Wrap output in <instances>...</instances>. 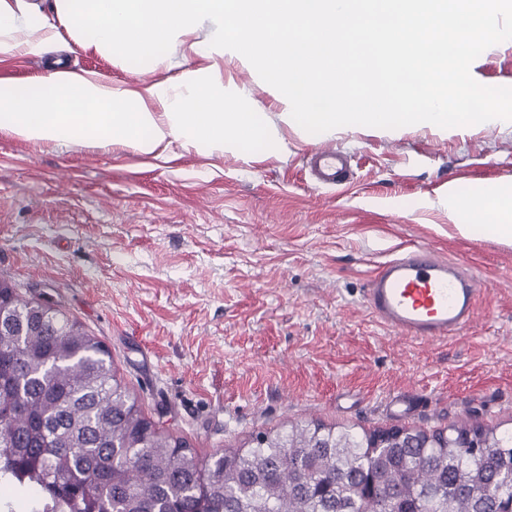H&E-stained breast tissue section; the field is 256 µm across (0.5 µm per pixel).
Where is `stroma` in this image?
Returning a JSON list of instances; mask_svg holds the SVG:
<instances>
[{
    "instance_id": "35a3bbf8",
    "label": "stroma",
    "mask_w": 512,
    "mask_h": 512,
    "mask_svg": "<svg viewBox=\"0 0 512 512\" xmlns=\"http://www.w3.org/2000/svg\"><path fill=\"white\" fill-rule=\"evenodd\" d=\"M209 38L200 26L156 62L68 37L0 61V83H33L58 59L131 89L175 83ZM473 71L512 114V45L477 49ZM215 81L246 89L261 114L259 137L220 157L0 132V282L102 342L144 416L205 460L292 424L511 429L512 246L479 215L461 237L448 189L512 184V124L356 121L326 137L281 121L260 62L224 60ZM325 144L350 160L343 190L308 173ZM399 244L469 264L482 291L459 337L414 341L366 310L368 278ZM398 394L420 411L390 415Z\"/></svg>"
}]
</instances>
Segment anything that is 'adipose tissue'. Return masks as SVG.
<instances>
[{"instance_id": "1", "label": "adipose tissue", "mask_w": 512, "mask_h": 512, "mask_svg": "<svg viewBox=\"0 0 512 512\" xmlns=\"http://www.w3.org/2000/svg\"><path fill=\"white\" fill-rule=\"evenodd\" d=\"M54 0V17L34 16L28 0H0V60L40 55L69 32L85 49L124 55L136 44L153 55L201 25L212 36L202 57L210 66L180 83L142 91L100 73L56 69L24 88L0 87V131L30 142L93 141L160 156L171 145L223 154L229 140L259 133L257 114L241 91L213 80L214 61H266L265 79L287 110L328 135L351 116L374 123L444 127L450 118L480 124L496 116L497 98L479 87L472 61L487 42L512 44L487 0ZM417 74L405 90L412 111L395 112L380 90L394 67ZM512 199L492 185L477 196L448 193V217L470 237L468 219L483 213L488 230L512 243V223L489 214V203Z\"/></svg>"}]
</instances>
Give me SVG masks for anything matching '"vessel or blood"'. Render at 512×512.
Returning <instances> with one entry per match:
<instances>
[{"instance_id": "b4317fda", "label": "vessel or blood", "mask_w": 512, "mask_h": 512, "mask_svg": "<svg viewBox=\"0 0 512 512\" xmlns=\"http://www.w3.org/2000/svg\"><path fill=\"white\" fill-rule=\"evenodd\" d=\"M316 182L336 188L348 179V166L332 146L310 160ZM481 288L466 263L417 247L380 263L368 281L365 303L384 328L415 341H440L470 325Z\"/></svg>"}]
</instances>
